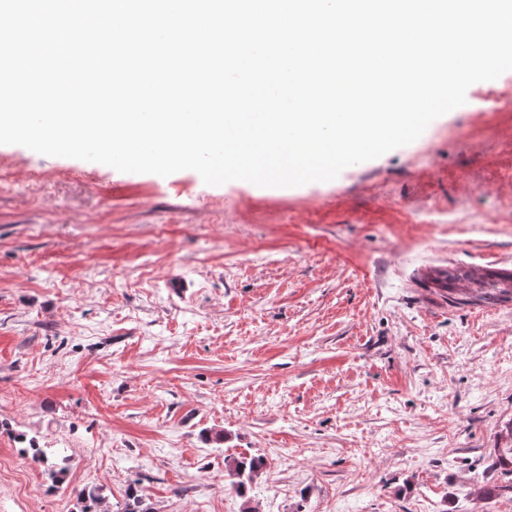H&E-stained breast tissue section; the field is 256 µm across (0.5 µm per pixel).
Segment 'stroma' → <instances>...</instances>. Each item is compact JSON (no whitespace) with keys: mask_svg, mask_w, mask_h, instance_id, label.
<instances>
[{"mask_svg":"<svg viewBox=\"0 0 512 512\" xmlns=\"http://www.w3.org/2000/svg\"><path fill=\"white\" fill-rule=\"evenodd\" d=\"M459 269L512 271V74L297 187L0 145V512H240L241 453L259 512H512V300ZM433 281L448 289V301L453 304H494L512 300V272L475 277L467 272L440 274ZM266 467V459L259 455H239L227 462L228 474L234 479L232 486L242 499L241 512H259L258 507L252 504V500L248 496V488L249 484L260 476Z\"/></svg>","mask_w":512,"mask_h":512,"instance_id":"1","label":"stroma"}]
</instances>
